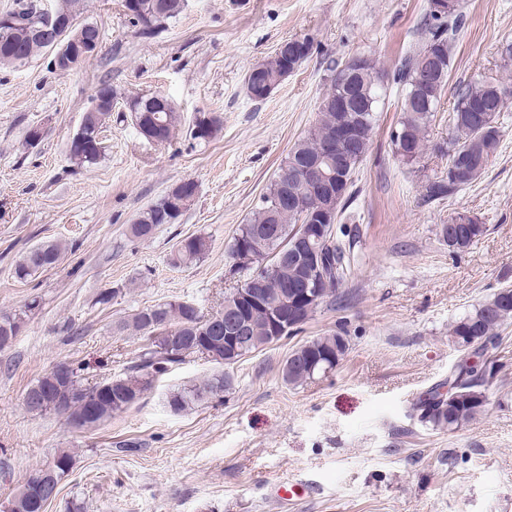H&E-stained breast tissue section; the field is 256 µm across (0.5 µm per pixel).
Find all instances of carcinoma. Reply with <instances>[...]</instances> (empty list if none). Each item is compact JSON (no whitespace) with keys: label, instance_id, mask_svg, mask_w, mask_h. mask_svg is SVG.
I'll list each match as a JSON object with an SVG mask.
<instances>
[{"label":"carcinoma","instance_id":"1","mask_svg":"<svg viewBox=\"0 0 512 512\" xmlns=\"http://www.w3.org/2000/svg\"><path fill=\"white\" fill-rule=\"evenodd\" d=\"M186 0H124V8L140 26L141 34L152 35L167 21L177 17L184 9ZM435 0H428L425 13L422 42L419 48L406 55L398 73L402 85L400 101L401 116L397 127L391 133L394 154L405 163L418 161L426 153V129L438 112L451 64L453 44L458 39L464 15L462 0H446L448 9L436 11ZM15 16V34L12 41H0V65L25 64L42 52L50 50L41 34L45 17L38 11L35 0H16L10 11ZM301 54L291 59L279 50L257 65L261 77H245L246 93L255 102L269 97L264 83L278 85L282 79L297 71L312 55L313 43L308 38L298 39ZM431 50L435 53L436 96L430 105L413 101L420 83L422 55ZM359 73L355 76L354 94L358 99L357 108L351 113L356 127L353 140L341 150L344 176L351 179L359 164L368 154L375 130V112L379 102V91L384 86L386 75L376 68L371 59L359 57ZM330 84L319 105L318 119L308 134L290 149L275 178L260 198V204L248 223L239 227L233 244L232 255L236 265L234 273H245L246 279L240 288L250 287L257 279L264 280L265 288L272 303L280 302V293L286 286L301 282L309 276V267L290 257L278 260L277 250L293 246L295 240L307 231L299 223V214L288 206L280 205L282 195L288 193L302 200H308L312 191L307 183L294 176L299 166L317 157L323 143L336 137L337 123L341 111L338 108L339 89L344 79L342 63L331 62ZM501 85L492 80L474 78L458 86L452 112V132L448 142L437 147L448 157V172L425 186L426 196L433 200L450 199L462 188L478 180L484 173L489 160L496 154L502 131L498 116L505 102L500 93ZM161 129L163 142H168L180 123L174 106L167 111L154 112ZM112 119V104L94 107L82 119V139H71L68 148L70 160L80 166L95 164L105 151L103 132ZM221 127V117L203 114L196 118L190 130L194 140L208 141L215 137ZM195 182L185 183L181 192L172 196L165 194L143 210L129 231L137 238H148L162 224L176 223L188 208L187 201L194 198ZM487 229L479 220L469 214L458 212L440 225V234L452 252H462L485 235ZM248 244L241 251L239 242ZM322 266L316 274L320 282L319 300L304 314V321L312 319L323 305L336 301V287L351 271V244L345 239V232L334 227L325 241L319 243ZM65 247L58 243L38 244L24 253L14 264L13 276L19 282H26L41 271L58 265ZM208 250L206 237L189 236L179 242L170 254V264L181 267L199 260ZM39 306L32 300L25 310L11 316L0 317V350L11 346L27 313ZM221 317L217 312L205 316L200 309L187 302H163L133 313L122 325L146 341L137 360L124 375L106 379L93 385L85 384L73 366L63 380H58L54 371L43 374L26 391L23 404L27 411L39 414L53 413L66 416V421L80 427H95L112 414L136 404L149 391L157 378L172 366L198 353L203 340L211 342L208 350L210 360L224 363V343L214 337L211 320ZM512 319V287L497 289L490 297L453 321L450 336L463 358L448 380V391L431 392L418 410L423 423L435 430L453 432L462 425L483 414L487 396L484 387L494 376L495 368L482 359L484 345L498 338V330ZM251 324L250 340L244 355L272 343L268 329V311L256 307L248 314ZM348 350L346 337L339 333L321 336L304 343L292 351L285 362L283 375L293 385L304 383L319 374L336 367ZM229 387V379L222 372H216L198 383L172 390L167 403L175 411H182L189 405L218 395ZM51 395L47 402L33 406L28 398L32 395ZM35 488L31 481L9 500L8 512H33L32 502Z\"/></svg>","mask_w":512,"mask_h":512}]
</instances>
